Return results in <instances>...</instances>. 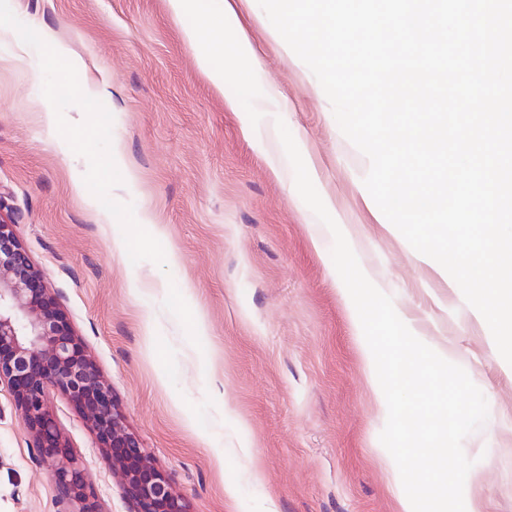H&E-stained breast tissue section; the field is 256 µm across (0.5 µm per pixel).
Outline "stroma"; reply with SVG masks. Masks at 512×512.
<instances>
[{
	"label": "stroma",
	"instance_id": "1",
	"mask_svg": "<svg viewBox=\"0 0 512 512\" xmlns=\"http://www.w3.org/2000/svg\"><path fill=\"white\" fill-rule=\"evenodd\" d=\"M56 30L106 85L111 146L134 180L113 199L149 216L177 256L131 263L117 221L48 114L36 51L0 40V206L45 275L134 432L190 512H396L380 464L387 414L367 378L365 338L331 258L333 237L299 196L283 119L361 269L435 351L453 349L488 420L463 442L466 505L512 512V365L450 275L383 225L359 177L367 157L341 132L321 85L257 0L242 30L175 19L168 0H9ZM201 31L198 42L185 29ZM247 33L255 55L239 48ZM223 69L217 88L202 54ZM275 91L282 111L262 109ZM234 106H227V99ZM200 312L201 329L187 321ZM48 408L101 512H128L111 456L69 398ZM260 469L263 479L250 473ZM51 470L0 386V512H58Z\"/></svg>",
	"mask_w": 512,
	"mask_h": 512
}]
</instances>
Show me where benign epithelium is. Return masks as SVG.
<instances>
[{
  "label": "benign epithelium",
  "mask_w": 512,
  "mask_h": 512,
  "mask_svg": "<svg viewBox=\"0 0 512 512\" xmlns=\"http://www.w3.org/2000/svg\"><path fill=\"white\" fill-rule=\"evenodd\" d=\"M13 216L0 213V385L53 473L62 512H98L84 469L68 449L47 400L66 394L96 434L99 448L121 473L129 512H188L167 476L130 432L109 385L85 353L44 273L15 233Z\"/></svg>",
  "instance_id": "1"
}]
</instances>
